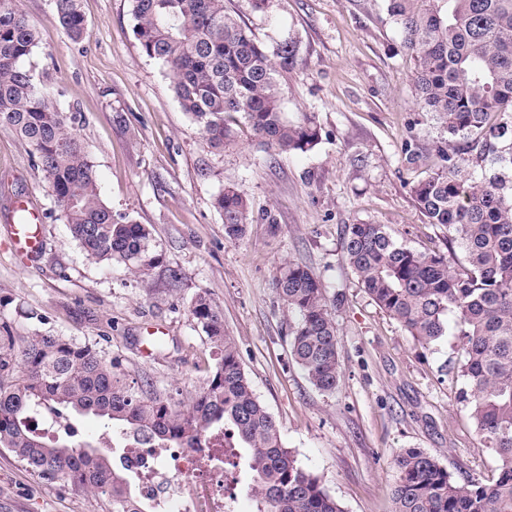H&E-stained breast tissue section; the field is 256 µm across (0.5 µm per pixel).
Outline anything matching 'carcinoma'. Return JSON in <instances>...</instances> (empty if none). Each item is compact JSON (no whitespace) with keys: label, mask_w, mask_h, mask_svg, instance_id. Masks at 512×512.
Instances as JSON below:
<instances>
[{"label":"carcinoma","mask_w":512,"mask_h":512,"mask_svg":"<svg viewBox=\"0 0 512 512\" xmlns=\"http://www.w3.org/2000/svg\"><path fill=\"white\" fill-rule=\"evenodd\" d=\"M141 51L168 69L183 112L217 150L238 128L277 153L307 151L315 122L288 118L279 70L292 62L284 39L272 49L224 7V0H130ZM416 61L422 110L445 136L434 143L437 168L411 186L426 223L448 233L454 266L440 252L398 242L383 224H350L343 249L358 284L423 348L436 343L454 315L461 376L477 434L499 465L490 481L456 479L419 448L394 456V512H512V0H388ZM53 21L73 40L85 19L80 0H54ZM39 46L37 28L0 0V127L27 140L59 219L97 263L124 265L142 283L160 263L151 229L113 218L101 198L96 166L74 118L59 110L26 62ZM466 138L471 157L456 150ZM500 165L486 174L485 163ZM481 170L475 176V169ZM224 236L239 241L250 221L246 195L228 186L212 201ZM274 288L288 315L289 354L319 391L334 393L342 372L336 323L326 288L308 267L288 264ZM197 327L219 351L206 386L190 401L172 402L147 383L128 385L112 361L87 345L34 330L16 342L0 326V446L41 479L69 483L98 498L102 512H146L130 482L76 440V421L91 416L104 429L122 426L138 444L200 448L208 435L232 431L244 458L256 512H343L320 479L281 443L276 420L259 402L224 311L205 293L191 301Z\"/></svg>","instance_id":"carcinoma-1"}]
</instances>
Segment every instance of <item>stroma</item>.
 <instances>
[{
	"label": "stroma",
	"instance_id": "1",
	"mask_svg": "<svg viewBox=\"0 0 512 512\" xmlns=\"http://www.w3.org/2000/svg\"><path fill=\"white\" fill-rule=\"evenodd\" d=\"M16 5L39 31L34 78L77 113L102 199L114 214L150 226L162 261L144 285L124 265L87 258L56 218L33 147L0 128V322L13 335H28L37 325L26 314L37 312L42 328L94 346L128 380L182 401L205 386L215 364L189 313L203 292L223 307L224 330L284 447L343 512H392L393 457L403 448L431 454L457 479L495 474L498 459L461 395L456 327L421 348L359 287L342 249L347 225L368 222L407 246L448 250L444 231L425 223L410 193L432 173L428 154L444 130L420 108L415 61L387 0H271L264 15L246 0H224L265 45H296L279 76L284 105L290 117L310 116L321 138L282 154L244 127L224 150L209 146L166 67L140 51L130 0H82L77 41L53 22V0ZM408 143L419 159L409 160ZM227 186L245 191L251 213L238 243L225 239L211 204ZM20 199L42 215L33 267L5 239ZM291 263L311 269L336 301L342 380L332 394L289 357L288 318L273 283ZM0 512L99 509L94 497L40 479L0 446Z\"/></svg>",
	"mask_w": 512,
	"mask_h": 512
}]
</instances>
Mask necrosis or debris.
I'll return each instance as SVG.
<instances>
[{
  "label": "necrosis or debris",
  "instance_id": "obj_1",
  "mask_svg": "<svg viewBox=\"0 0 512 512\" xmlns=\"http://www.w3.org/2000/svg\"><path fill=\"white\" fill-rule=\"evenodd\" d=\"M230 452L223 435L201 448L125 444L118 457L137 479V496L152 512H228L224 493V458Z\"/></svg>",
  "mask_w": 512,
  "mask_h": 512
}]
</instances>
